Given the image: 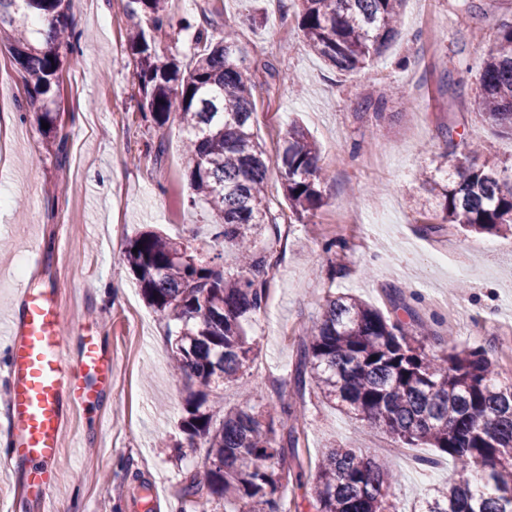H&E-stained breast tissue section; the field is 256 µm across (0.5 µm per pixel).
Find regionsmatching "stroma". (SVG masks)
Wrapping results in <instances>:
<instances>
[{
  "instance_id": "35a3bbf8",
  "label": "stroma",
  "mask_w": 512,
  "mask_h": 512,
  "mask_svg": "<svg viewBox=\"0 0 512 512\" xmlns=\"http://www.w3.org/2000/svg\"><path fill=\"white\" fill-rule=\"evenodd\" d=\"M293 0H171L174 19L239 33L246 63L258 83L266 66L279 73L272 91L256 93L254 132L268 154L282 144L290 121L321 148L329 177L325 204L311 223L297 221L278 176L267 182L273 218L257 238L270 249L271 295L264 312L245 326L257 357L249 370L270 410L291 397L290 379L302 339L331 294L356 295L387 313L404 300L430 326L424 339L435 354L485 348L502 380L512 379L503 351L512 334V235L467 233L436 225L433 211L416 212L421 168L442 161L440 126L455 118L474 134L478 157L512 165V137L487 127L473 106L486 46L479 32L512 16V0H408L399 35L370 70L346 74L311 52L295 18H283ZM71 19L91 37L88 47L64 56L54 109L64 155L19 116L25 79L0 46V130L15 136L0 170V319L16 290L30 286L59 293L69 328L65 352L76 360L85 325L116 362L113 387L74 416L63 434L55 512H147L145 487H157L168 512H180V490L203 466L206 451L189 447L181 423L188 384L169 366L173 326L144 302L125 261L129 239L152 229L188 243L198 258L235 267L232 245L214 241L216 221L192 200L186 133L178 116L162 127L146 121L127 50L126 0H72ZM463 79V94H441L435 73L445 59ZM383 99L382 114L363 111L365 98ZM163 154H156V147ZM358 212L359 234L335 224ZM39 245L40 261L31 258ZM110 296H103L102 287ZM293 397V396H292ZM296 399V398H295ZM304 417L299 446L304 488L288 487L298 512H313L309 486L315 464L332 443H351L385 460L398 482L400 512H417L429 486L448 481L453 461L438 449L403 448L324 401L313 389L296 399Z\"/></svg>"
}]
</instances>
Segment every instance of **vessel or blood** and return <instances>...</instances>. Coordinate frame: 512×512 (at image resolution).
<instances>
[{
  "instance_id": "b4317fda",
  "label": "vessel or blood",
  "mask_w": 512,
  "mask_h": 512,
  "mask_svg": "<svg viewBox=\"0 0 512 512\" xmlns=\"http://www.w3.org/2000/svg\"><path fill=\"white\" fill-rule=\"evenodd\" d=\"M7 399L0 408V468L24 467L30 495L48 503L72 411L112 382V355L94 331L76 361L65 354L63 312L50 294L24 287L7 320Z\"/></svg>"
}]
</instances>
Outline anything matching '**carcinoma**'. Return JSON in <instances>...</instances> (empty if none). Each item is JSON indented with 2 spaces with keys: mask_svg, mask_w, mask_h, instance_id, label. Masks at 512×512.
Segmentation results:
<instances>
[{
  "mask_svg": "<svg viewBox=\"0 0 512 512\" xmlns=\"http://www.w3.org/2000/svg\"><path fill=\"white\" fill-rule=\"evenodd\" d=\"M71 0H0V32L23 69L37 121L58 137L51 108L59 85L61 49L74 51L86 36L69 22ZM298 27L310 50L348 74L368 68L398 33L405 0H297ZM127 46L138 83V106L158 127L173 113L187 130L192 162L189 188L219 218L215 236L240 253L237 269L211 266L189 245L156 231L129 242L127 262L147 304L178 325L170 359L190 383L183 429L191 446L207 448L203 470L181 488L190 512H288L285 482L304 485L299 442L302 415L280 400L277 414L254 404L219 414L207 406L213 386L244 379L255 358L243 322L262 308L269 288L267 255L252 251L269 223L264 188L276 169L284 196L298 220L324 205L320 147L294 122L281 149L269 156L254 128L257 84L237 35L198 29L194 52L183 66L162 59L155 32L173 27L170 0H127ZM51 18L42 31L38 22ZM474 105L484 122L512 136V19L493 23ZM457 123L445 128L449 168L421 172L419 180L439 208L443 224L467 232L512 231V173L487 160L477 163ZM137 252H132V249ZM409 320L390 319L365 301L329 295L318 322L299 351L292 382L297 393L315 385L322 398L404 445L425 443L456 465L448 484L423 498L418 512H512V383L500 380L487 352L426 351L424 326L405 305ZM396 476L363 448L335 445L317 466L315 512H397Z\"/></svg>",
  "mask_w": 512,
  "mask_h": 512,
  "instance_id": "carcinoma-1",
  "label": "carcinoma"
}]
</instances>
